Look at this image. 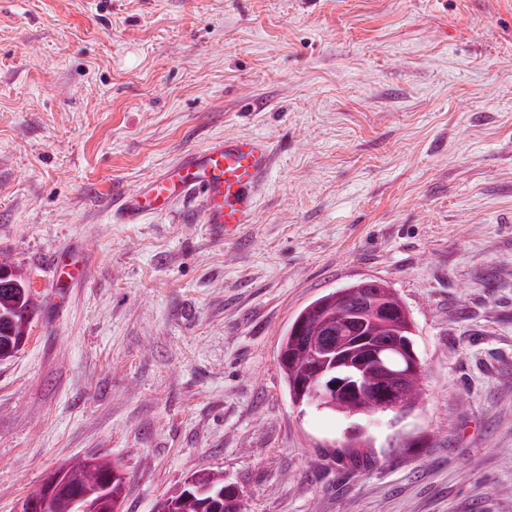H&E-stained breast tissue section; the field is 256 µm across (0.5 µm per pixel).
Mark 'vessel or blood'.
<instances>
[{
    "label": "vessel or blood",
    "instance_id": "1",
    "mask_svg": "<svg viewBox=\"0 0 512 512\" xmlns=\"http://www.w3.org/2000/svg\"><path fill=\"white\" fill-rule=\"evenodd\" d=\"M271 167V150L259 137L231 138L211 143L204 150L184 155L158 178L137 192L121 194L114 201L119 223L136 224L144 217L169 211L179 201L201 197L204 223L224 237L236 236L253 223L258 194ZM89 260L85 251L64 249L53 255L51 267L68 270L65 287L83 279Z\"/></svg>",
    "mask_w": 512,
    "mask_h": 512
}]
</instances>
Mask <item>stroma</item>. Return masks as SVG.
<instances>
[{"label":"stroma","mask_w":512,"mask_h":512,"mask_svg":"<svg viewBox=\"0 0 512 512\" xmlns=\"http://www.w3.org/2000/svg\"><path fill=\"white\" fill-rule=\"evenodd\" d=\"M254 136L238 239L199 198L114 221V192ZM0 257L38 304L0 364V512L87 455L121 461V512L202 470L244 512H512V0H0ZM363 279L411 314L423 400L292 404L280 335ZM89 260L84 250L76 249H63L59 253H55L51 260V267L57 273L60 269L62 273H65V268H70L67 273L69 275L62 287L60 288L58 282L53 285L55 294L51 291L49 294V300L57 303V298H61V295L66 291V288H72L75 283L83 279L88 270Z\"/></svg>","instance_id":"35a3bbf8"}]
</instances>
